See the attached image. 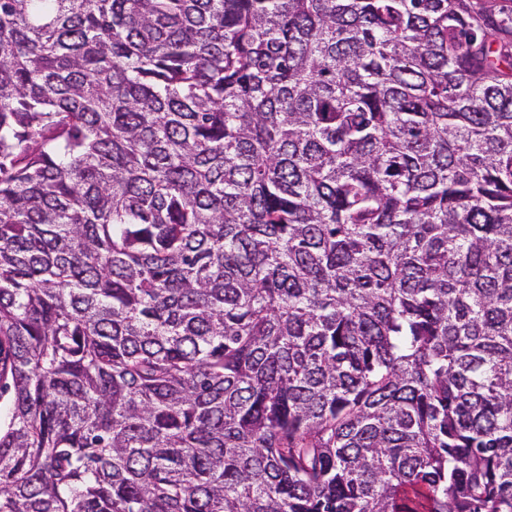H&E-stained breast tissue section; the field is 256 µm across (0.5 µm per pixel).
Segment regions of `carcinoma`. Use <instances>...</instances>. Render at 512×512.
Returning a JSON list of instances; mask_svg holds the SVG:
<instances>
[{
  "instance_id": "obj_1",
  "label": "carcinoma",
  "mask_w": 512,
  "mask_h": 512,
  "mask_svg": "<svg viewBox=\"0 0 512 512\" xmlns=\"http://www.w3.org/2000/svg\"><path fill=\"white\" fill-rule=\"evenodd\" d=\"M0 512H512V0H0Z\"/></svg>"
}]
</instances>
